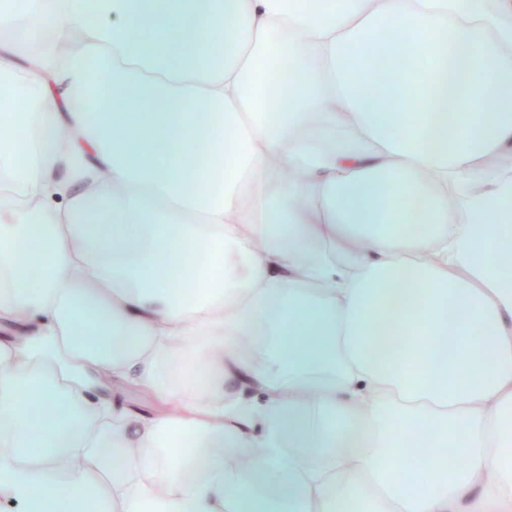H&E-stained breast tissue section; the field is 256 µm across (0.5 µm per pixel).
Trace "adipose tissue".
<instances>
[{
    "instance_id": "1",
    "label": "adipose tissue",
    "mask_w": 512,
    "mask_h": 512,
    "mask_svg": "<svg viewBox=\"0 0 512 512\" xmlns=\"http://www.w3.org/2000/svg\"><path fill=\"white\" fill-rule=\"evenodd\" d=\"M507 152L512 0H0V506L512 512Z\"/></svg>"
}]
</instances>
